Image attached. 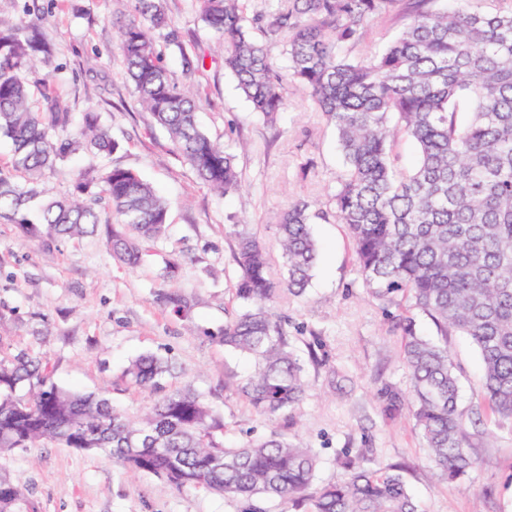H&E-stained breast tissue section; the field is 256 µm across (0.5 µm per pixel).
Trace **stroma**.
I'll return each mask as SVG.
<instances>
[{
  "label": "stroma",
  "instance_id": "1",
  "mask_svg": "<svg viewBox=\"0 0 512 512\" xmlns=\"http://www.w3.org/2000/svg\"><path fill=\"white\" fill-rule=\"evenodd\" d=\"M33 5L51 48L38 63L46 82L80 128L94 110L119 147L108 156L79 152L47 171L55 195L72 192L86 174L118 166L138 172L169 203L166 235L144 246L130 269L113 261L107 226L80 239L51 241L0 220V350L42 356L59 387L110 398L133 415L154 392L131 386L125 370L136 357L157 353L174 370L166 390L204 395L224 422V444L235 447L278 430L313 449L315 486L342 481L346 455L363 454L365 467L402 465L407 488L422 512H512V424L484 418L473 436L477 466L451 481L433 470L419 429L407 411L388 412L384 386L408 393L402 339L391 317L368 296L357 273L343 225L314 219L319 247L313 278L303 294L275 305L288 320L289 342L304 367L305 398L290 416L271 421L238 393L251 363L224 347L219 336L239 308L233 298L239 225L266 248L270 273L281 277L283 259L274 224L294 199L320 203L336 187L341 159L336 132L307 93L287 88V108L276 124L254 114L224 69V56L191 0H167L183 41L168 46L165 62L181 77L182 52H198L204 66L193 79L205 132L235 157L241 190L220 196L178 157L168 133L142 110L125 77L113 20L126 0H0V19L18 20ZM178 259L176 284L192 300L187 317L157 300L166 290L165 263ZM322 343V360L308 345ZM457 367L458 408L472 419L481 407L482 369L475 345L450 334ZM0 472L30 490L39 512H240L234 500L194 488L175 489L151 474L128 472L112 458L56 445L0 455Z\"/></svg>",
  "mask_w": 512,
  "mask_h": 512
}]
</instances>
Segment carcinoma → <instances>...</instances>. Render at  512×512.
<instances>
[{"label": "carcinoma", "instance_id": "1", "mask_svg": "<svg viewBox=\"0 0 512 512\" xmlns=\"http://www.w3.org/2000/svg\"><path fill=\"white\" fill-rule=\"evenodd\" d=\"M113 20L137 100L169 134L203 184L225 195L241 187L233 156L197 122L191 85L177 82L160 44L182 47L165 0H128ZM200 20L224 51V67L253 112L273 124L286 107L285 84L305 89L336 130L343 157L336 191L325 206L297 199L279 218L276 239L285 275L267 271L264 247L233 230L241 312L224 323L225 346L250 359L239 391L259 413L290 414L305 397L303 365L288 342L277 298L303 293L312 279L314 218L334 216L347 228L369 296L401 311L397 328L410 379L408 398L391 386V411L406 407L430 459L454 481L477 465L458 410V377L448 332L474 343L483 369L482 406L512 421V0H193ZM397 27L380 50L362 53L368 35ZM284 40L288 66L268 45ZM51 56L36 23L0 20V136L14 146L0 169V219L30 226L28 204L41 199L49 240L80 238L112 225V258L142 262V244L167 232L168 204L137 172L114 167L85 176L67 196L41 188L44 172L79 151L110 155L118 143L98 116L86 113L80 137L57 96L31 98L35 62ZM402 138L418 151L411 168L396 164ZM181 315L189 298L163 294ZM441 337L419 334L417 315ZM169 361L140 356L131 382L163 390ZM204 396L191 389L160 396L130 418L109 399L54 384L42 357L25 349L0 355V454L55 443L112 456L128 470L163 477L177 489L216 492L263 512L288 499L303 512H418L400 466L367 469L347 457L348 477L311 491L316 457L274 432L264 441L227 448ZM0 512H38L28 490L0 475Z\"/></svg>", "mask_w": 512, "mask_h": 512}]
</instances>
